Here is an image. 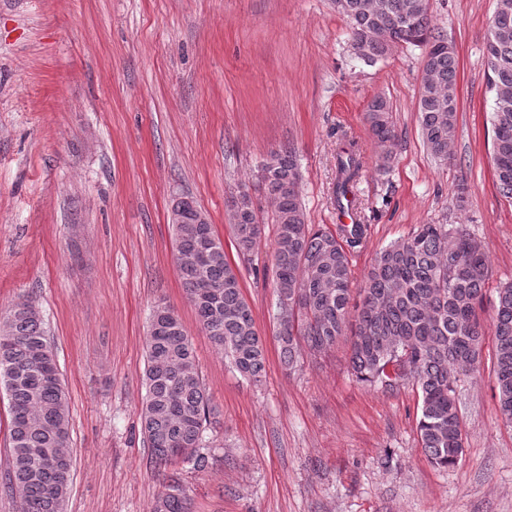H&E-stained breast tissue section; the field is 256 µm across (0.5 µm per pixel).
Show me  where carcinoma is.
Here are the masks:
<instances>
[{"mask_svg": "<svg viewBox=\"0 0 512 512\" xmlns=\"http://www.w3.org/2000/svg\"><path fill=\"white\" fill-rule=\"evenodd\" d=\"M349 23L353 53L367 66L401 44L425 47L418 98L421 135L434 158L448 159L457 132L458 59L455 48L431 26L427 0H334ZM500 24L489 28L484 46L485 76L492 94V165L499 195L512 203V0H497ZM364 121L386 162L395 138L389 101L378 95ZM363 168L355 147L337 155L336 202L353 207L350 185ZM300 180L295 148L270 155L261 185L274 206L276 239L272 285L278 303H288L279 323L280 362L292 371L299 345L313 351L348 344L349 366L357 380L388 383L391 366L407 370L404 381L421 396L417 431L430 463L446 469L464 453L463 421L456 393L463 378L481 365L487 333L496 343L494 378L499 411L512 425V282L497 291L490 324L479 315L489 277L485 247L461 224H420L408 236L378 252L353 301L347 249L360 245L367 225L349 224L331 233L307 223L300 195L288 189ZM182 224H173L176 267L197 321L211 343L244 377L259 382L266 349L238 275L223 242L189 197L179 199ZM233 241L240 254L252 251L264 228L248 191L232 202ZM0 385L9 396L11 463L8 491L19 512H63L73 460L70 407L56 352L35 304L16 301L3 316ZM150 321L161 324L146 342L145 394L139 409L142 430L159 464L192 461L209 465L200 452L205 425L214 409L196 368L192 343L179 314L158 304ZM152 512H191L180 473L166 475L165 491Z\"/></svg>", "mask_w": 512, "mask_h": 512, "instance_id": "obj_1", "label": "carcinoma"}]
</instances>
